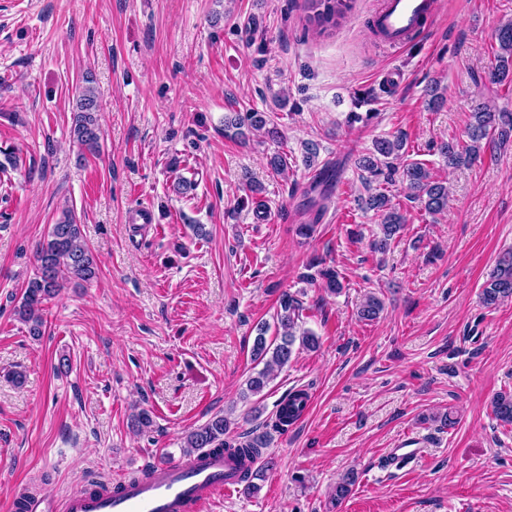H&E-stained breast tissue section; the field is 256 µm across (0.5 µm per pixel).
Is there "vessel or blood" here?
Here are the masks:
<instances>
[{
  "label": "vessel or blood",
  "mask_w": 512,
  "mask_h": 512,
  "mask_svg": "<svg viewBox=\"0 0 512 512\" xmlns=\"http://www.w3.org/2000/svg\"><path fill=\"white\" fill-rule=\"evenodd\" d=\"M435 0H383L378 27L387 44L403 45L417 33ZM237 466L224 455L203 452L191 461L154 463L146 478L113 481L108 494L76 490L58 503L59 512H203L218 496L236 490Z\"/></svg>",
  "instance_id": "obj_1"
}]
</instances>
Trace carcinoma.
<instances>
[{
  "mask_svg": "<svg viewBox=\"0 0 512 512\" xmlns=\"http://www.w3.org/2000/svg\"><path fill=\"white\" fill-rule=\"evenodd\" d=\"M309 22L321 30L333 28L350 9V0H306ZM497 48L494 53V65L488 72L492 83L512 81V22L498 27L494 34ZM85 86L79 88L75 100L71 134L83 149L91 154L99 151L100 130L97 122V96L90 84L93 77L83 79ZM230 124L238 129V135H244L242 128L261 130L267 125L263 112L235 113ZM469 142L465 144L442 142L437 145L438 152L447 159L450 166L470 165L481 157L485 150L495 152L512 139V110L499 109L483 103L472 112V123L468 132ZM406 140L397 134L391 139L378 141L374 153L359 158L358 166L367 172L366 181L373 182L382 176L388 180L400 174L411 188L418 192V199L426 212L436 215L448 207V190L443 182L435 179L429 169L421 162L404 163L395 166V161L404 155ZM366 207L381 217L380 236L371 248L385 253L405 224V216L400 208L392 204L389 196L375 192L365 200ZM37 268L23 291L15 313L27 325L28 334L34 338L42 336L44 318L42 314L45 301L53 298L69 282H87L97 275V266L91 250L85 243L81 225L77 224L75 214L68 210L53 225L39 243L36 251ZM318 276L325 281L327 289L339 293L343 282L335 268L328 266L318 270ZM512 299V251L499 257L494 270L486 280L481 292L485 306L492 307ZM302 304L295 295L284 292L279 298L277 324L279 339L269 341L266 327L259 328L255 337L252 355L254 360L263 363V368L246 382V391L256 395L268 386L276 368H281L291 360L295 344L314 350L319 346V338L309 330L299 327ZM383 311L382 301L369 295L358 309L360 318L373 321ZM307 406V394L293 391L285 395L275 414L274 427L280 430L298 420ZM495 418L505 425H512V393H501L492 401ZM229 420L217 416L206 424L188 433L185 440L186 455L201 448H211L234 459L241 472L240 484L243 491L250 494L255 489L247 468V463L262 455L267 447L266 436H256L244 442L227 436Z\"/></svg>",
  "mask_w": 512,
  "mask_h": 512,
  "instance_id": "cac0c4a2",
  "label": "carcinoma"
}]
</instances>
